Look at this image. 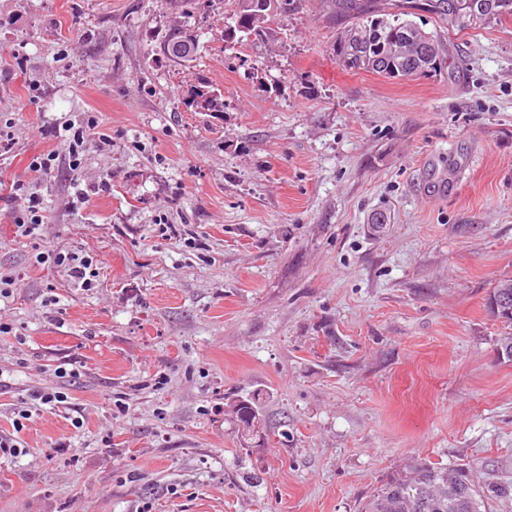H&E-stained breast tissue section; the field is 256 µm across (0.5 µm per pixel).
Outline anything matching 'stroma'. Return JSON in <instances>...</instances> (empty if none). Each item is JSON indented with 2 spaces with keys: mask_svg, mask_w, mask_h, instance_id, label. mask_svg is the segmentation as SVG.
Segmentation results:
<instances>
[{
  "mask_svg": "<svg viewBox=\"0 0 512 512\" xmlns=\"http://www.w3.org/2000/svg\"><path fill=\"white\" fill-rule=\"evenodd\" d=\"M224 11L0 0V512H358L413 456L512 482L485 308L512 277V19L428 20L437 68L399 81L339 63L323 0L231 49ZM177 23L186 66L158 53ZM204 85L221 111L191 107ZM90 113L112 143L73 171L54 132ZM51 150L20 236L9 186ZM39 244L101 259L95 288ZM255 392L271 436L245 442L225 400ZM166 48L173 56L172 58L165 56ZM160 49L167 59L180 65H186L195 61L199 44L196 41V37L193 36L188 29L181 25H174L168 30L160 43L159 52Z\"/></svg>",
  "mask_w": 512,
  "mask_h": 512,
  "instance_id": "stroma-1",
  "label": "stroma"
}]
</instances>
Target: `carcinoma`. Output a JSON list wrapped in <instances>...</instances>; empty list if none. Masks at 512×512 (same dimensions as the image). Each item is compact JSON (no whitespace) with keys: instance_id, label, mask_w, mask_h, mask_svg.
<instances>
[{"instance_id":"obj_1","label":"carcinoma","mask_w":512,"mask_h":512,"mask_svg":"<svg viewBox=\"0 0 512 512\" xmlns=\"http://www.w3.org/2000/svg\"><path fill=\"white\" fill-rule=\"evenodd\" d=\"M464 7L453 17L448 16V0H405L403 10L389 13L388 0H331L334 15L348 17L347 26L336 42V57L347 69L379 74L389 79L410 77L433 69L439 52L434 34L425 31L409 19L413 11L422 10L451 31L464 32L484 27L492 21L512 18V0H500L497 10L483 18L472 16ZM229 5L227 20L238 25L237 38L224 40L235 46L251 39L262 40L271 34L272 24L285 14L299 9L301 0H225ZM394 19H389V16ZM410 40L401 45V56L386 57L381 69L364 65L358 53L381 55L404 35ZM169 51L171 61L180 65L196 59L199 44L196 37L181 25L171 27L162 40L161 51ZM191 105L194 110L214 112L219 99L209 90L196 89ZM512 290V277L497 280L490 289L485 308L493 318L512 324V315L494 314L492 297L504 287ZM263 394L237 398L229 404L238 432L244 441L267 437V425L262 411ZM512 499V482H490L480 485L473 479L469 467L463 464L444 466L423 458L409 459L401 471L375 488L361 503L360 512H490L491 503Z\"/></svg>"}]
</instances>
